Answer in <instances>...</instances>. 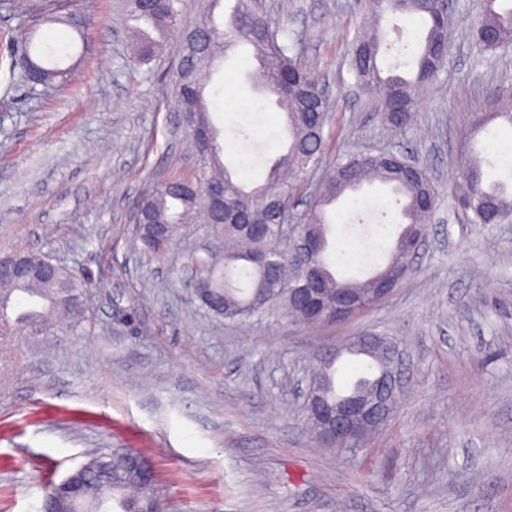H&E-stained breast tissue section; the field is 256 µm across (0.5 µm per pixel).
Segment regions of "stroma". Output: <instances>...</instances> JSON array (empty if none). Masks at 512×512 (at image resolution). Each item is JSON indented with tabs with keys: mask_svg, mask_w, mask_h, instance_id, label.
I'll return each mask as SVG.
<instances>
[{
	"mask_svg": "<svg viewBox=\"0 0 512 512\" xmlns=\"http://www.w3.org/2000/svg\"><path fill=\"white\" fill-rule=\"evenodd\" d=\"M29 21L46 53L81 63L72 88L31 90L13 74L19 19L0 0V255L50 256L87 282L81 336L33 338L0 323V512H37L48 481L101 453L141 454L161 512H512V222L479 227L449 188L468 128L494 86L512 81V49L482 56L467 37L478 0H452L448 58L412 121L393 131L349 70L353 41L379 24L384 68L407 71L421 25L372 17L365 0H264L333 106L320 172L349 154L416 162L439 191L426 243L390 298L329 326L260 316L237 324L203 309L189 258L217 249L201 224L165 260L135 233L141 200L195 155L176 112L180 32L143 62L124 0H82L87 40L59 24L72 0ZM56 22H48V15ZM251 51L208 84L232 166L263 181L288 138L274 98L251 89ZM512 129L489 124L478 150L488 179L512 182ZM394 193L372 187L330 207L329 256L366 277L400 230ZM362 331L392 339L403 390L355 448L308 430V376L325 348Z\"/></svg>",
	"mask_w": 512,
	"mask_h": 512,
	"instance_id": "35a3bbf8",
	"label": "stroma"
}]
</instances>
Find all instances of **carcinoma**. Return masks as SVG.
I'll list each match as a JSON object with an SVG mask.
<instances>
[{
  "label": "carcinoma",
  "mask_w": 512,
  "mask_h": 512,
  "mask_svg": "<svg viewBox=\"0 0 512 512\" xmlns=\"http://www.w3.org/2000/svg\"><path fill=\"white\" fill-rule=\"evenodd\" d=\"M497 2L481 0V14L470 34L479 52L489 56L512 47V7L499 9ZM179 4L180 0H157L153 5L145 4L143 0H127L126 17L132 22L131 29L145 39L142 59L153 57L155 42L141 25L151 26L157 31L176 26ZM370 7L375 13H398L415 19L427 28L416 50V69L410 78L392 73L383 75L379 65L383 37L377 31L356 41L364 50L363 62H357L354 55L349 61L356 82L368 92H380V120L390 127L401 128L412 119L413 101L434 78L428 67L439 37L441 9L430 0H372ZM240 43H247L253 49V57L258 62L255 82L263 90L273 91L285 111L288 131L286 153L276 159L263 182L249 187L235 180L224 164L225 146L220 141L219 131L212 126V146L197 153L194 176H167L146 197V203L151 208L152 222L169 224L176 232L178 226L192 215L206 220L203 209L206 188L212 181H222L224 200L248 207L253 225L262 228V233L253 234L236 224H222L216 237L224 240V254L210 253L194 258L200 277L214 294L224 296V318L246 322L255 316L277 314L318 325L322 323V316L306 317L288 304L285 289L302 284L301 266L289 261L288 250L281 248L280 228L272 223L270 215L273 204L285 209L295 206L296 191L310 179L322 157L325 128L331 121V106L325 97L315 95L316 89L320 88L318 76L298 60L296 43H279L278 31L271 27L260 0H237L226 29L219 28L210 14L199 17L191 25V33L182 45L181 65L176 72V98L180 111L199 112L202 119L210 120L205 95L207 83L202 81V77L217 72L227 53ZM16 47V67H21L30 57L42 67L47 82L61 87L75 83V65L62 68L41 59L33 31L20 30ZM497 119L512 127V82L497 85L491 109L472 116L468 141H474ZM482 164L479 156L467 152V159L452 184V197L455 208L466 215L469 223L484 226L488 224L486 205H491L503 215L512 212V193L504 182L486 183ZM367 178L390 186L396 195L403 198L401 216L408 226H424L425 213L417 207L419 187L427 188L435 198L438 190L424 171L418 186L400 180L394 169L381 162H365L360 155L352 154L326 172L321 181V192L311 197L307 209L300 213L303 229L313 231L322 241L316 261L323 268L325 287L332 291L348 289L368 305L372 300L373 280L353 282L338 279L330 270L325 256L329 232L327 207L342 197H353L354 183ZM60 278L59 284L37 281L16 287L0 283V288L10 295L17 292L30 299H42L50 305L54 289L58 286L82 288L81 278L66 267ZM117 494L120 495L118 503L123 512H140L149 499L155 498L154 484L130 486L116 476L110 497Z\"/></svg>",
  "instance_id": "cac0c4a2"
}]
</instances>
